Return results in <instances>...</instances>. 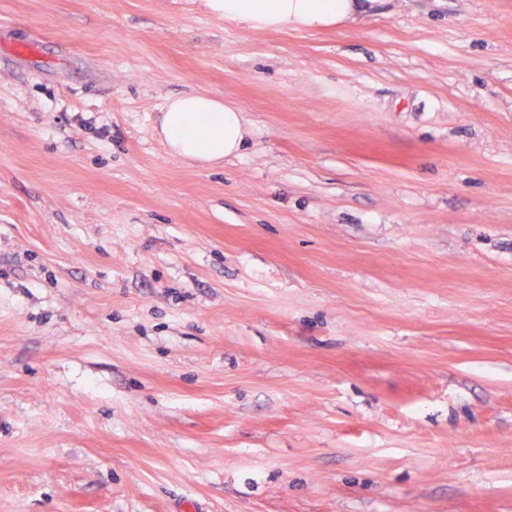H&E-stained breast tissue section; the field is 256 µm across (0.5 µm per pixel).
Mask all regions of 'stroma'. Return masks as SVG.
<instances>
[{
    "label": "stroma",
    "instance_id": "stroma-1",
    "mask_svg": "<svg viewBox=\"0 0 512 512\" xmlns=\"http://www.w3.org/2000/svg\"><path fill=\"white\" fill-rule=\"evenodd\" d=\"M0 512H512V0H0ZM211 10L255 30H315L351 26L381 0H207ZM160 134L170 152L202 163L237 156L247 129L235 106L198 94L170 97Z\"/></svg>",
    "mask_w": 512,
    "mask_h": 512
}]
</instances>
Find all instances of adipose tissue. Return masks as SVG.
I'll return each instance as SVG.
<instances>
[{
	"mask_svg": "<svg viewBox=\"0 0 512 512\" xmlns=\"http://www.w3.org/2000/svg\"><path fill=\"white\" fill-rule=\"evenodd\" d=\"M378 0H208L225 19L255 30H315L351 26L370 14ZM160 134L170 152L202 163L238 155L247 130L235 106L198 94L168 98Z\"/></svg>",
	"mask_w": 512,
	"mask_h": 512,
	"instance_id": "1",
	"label": "adipose tissue"
}]
</instances>
